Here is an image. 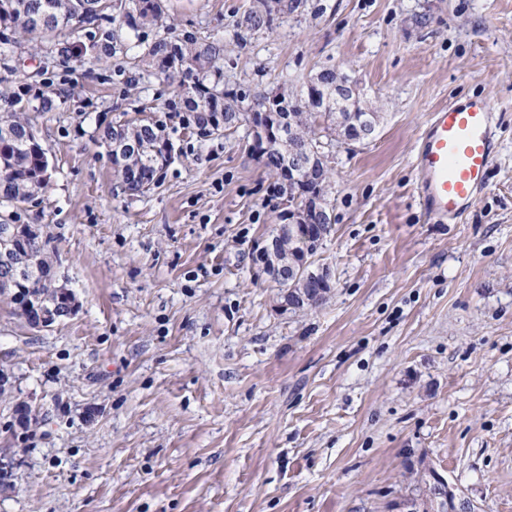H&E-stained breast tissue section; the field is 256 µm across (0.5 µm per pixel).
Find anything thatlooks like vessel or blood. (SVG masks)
<instances>
[{"instance_id": "vessel-or-blood-1", "label": "vessel or blood", "mask_w": 512, "mask_h": 512, "mask_svg": "<svg viewBox=\"0 0 512 512\" xmlns=\"http://www.w3.org/2000/svg\"><path fill=\"white\" fill-rule=\"evenodd\" d=\"M496 126L487 98L453 101L433 112L415 159L416 193L436 223L461 217L488 185Z\"/></svg>"}]
</instances>
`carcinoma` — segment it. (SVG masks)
<instances>
[{
    "instance_id": "cac0c4a2",
    "label": "carcinoma",
    "mask_w": 512,
    "mask_h": 512,
    "mask_svg": "<svg viewBox=\"0 0 512 512\" xmlns=\"http://www.w3.org/2000/svg\"><path fill=\"white\" fill-rule=\"evenodd\" d=\"M100 10L88 20V25L97 26L104 19H114L118 12L126 19L132 30L142 26L164 29V34L147 44L142 61L155 73L177 82L178 90L185 91L186 106L194 113V122L203 131L218 134L228 131L232 125L225 123L226 115L239 113L245 119L248 111H263L273 95L277 96L278 115L288 118L285 130H290L291 121H297L301 134L291 138L307 161L317 165H328L322 161L326 156L320 144L316 129L319 120L334 121L336 101L331 100L321 112L314 111L317 103L312 99V86L307 85L300 92L277 89L273 93L253 96L221 88L223 72L218 63L224 56V44L218 40H198L192 34L177 36L170 24L168 0H139L132 7L125 0H98ZM75 0H0V26L20 29L22 33L38 34L50 41L72 30L71 15ZM272 8L268 0H259V6L245 13L239 25L245 29L259 30L271 26ZM9 128L11 135L0 134V204L18 205L30 200L45 189L39 175L41 157L26 141V130L30 123L21 110L0 113V130ZM124 138L131 150L125 156L126 163L138 168L141 181L151 186L161 167L156 156L162 152L161 130L150 121L138 118L123 126ZM282 238L288 249V259L295 253L308 251L306 239L293 237L283 232ZM53 265L50 250L42 249L40 275L34 281V292L49 303L57 299L56 283L49 274Z\"/></svg>"
}]
</instances>
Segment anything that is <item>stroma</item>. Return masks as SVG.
I'll return each mask as SVG.
<instances>
[{"label": "stroma", "mask_w": 512, "mask_h": 512, "mask_svg": "<svg viewBox=\"0 0 512 512\" xmlns=\"http://www.w3.org/2000/svg\"><path fill=\"white\" fill-rule=\"evenodd\" d=\"M254 4L172 0L171 14L223 41L225 89L336 68L380 115L372 141L331 149L335 223L316 260L333 288L296 312L252 271L284 221L276 180L247 126L200 136L170 82L135 78L156 29L105 21L54 44L0 28V110L21 100L52 167L0 224L43 225L79 301L46 330L0 302L15 381L0 512H407L430 468L478 512H512V0H303L240 28ZM472 95L490 102L497 154L463 221L438 224L415 191L419 137ZM140 111L173 160L132 195L100 135ZM17 398L37 416L19 443Z\"/></svg>", "instance_id": "35a3bbf8"}]
</instances>
